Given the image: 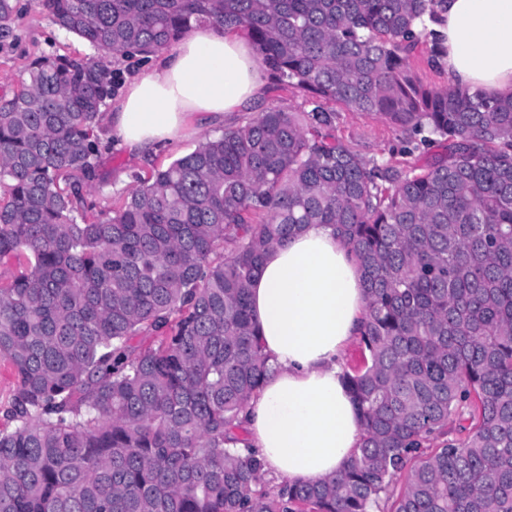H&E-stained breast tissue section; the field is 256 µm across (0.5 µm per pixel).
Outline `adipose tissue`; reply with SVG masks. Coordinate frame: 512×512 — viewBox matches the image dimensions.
<instances>
[{"label": "adipose tissue", "mask_w": 512, "mask_h": 512, "mask_svg": "<svg viewBox=\"0 0 512 512\" xmlns=\"http://www.w3.org/2000/svg\"><path fill=\"white\" fill-rule=\"evenodd\" d=\"M440 15L436 61L453 83L512 97V0H443ZM149 59L106 116L118 146L141 160L162 144L223 126L264 91L248 39L217 25ZM249 299L270 365L246 406L264 471L291 484L336 475L361 435L341 363L366 304L357 267L331 227L311 224L264 255Z\"/></svg>", "instance_id": "adipose-tissue-1"}]
</instances>
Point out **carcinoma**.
Listing matches in <instances>:
<instances>
[{"label": "carcinoma", "instance_id": "carcinoma-1", "mask_svg": "<svg viewBox=\"0 0 512 512\" xmlns=\"http://www.w3.org/2000/svg\"><path fill=\"white\" fill-rule=\"evenodd\" d=\"M105 54L149 53L216 22L240 30L283 88L207 135L112 213L84 188L110 94L99 61L34 60L0 104V512H512V97L427 87L437 0H38ZM383 116L448 155L367 161L324 105ZM333 228L367 291L363 364L344 372L359 452L332 478L258 489L240 419L268 357L249 286L263 255ZM151 331L157 344L135 349ZM467 415L465 435L448 423ZM404 483L399 493L393 484ZM14 376L10 365L0 361V428L11 425L6 419V411L11 405Z\"/></svg>", "mask_w": 512, "mask_h": 512}]
</instances>
